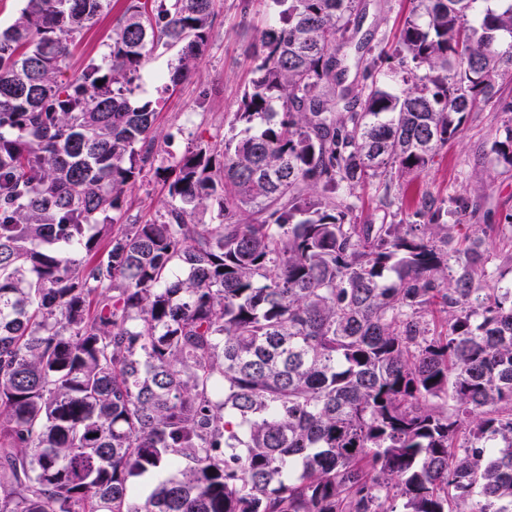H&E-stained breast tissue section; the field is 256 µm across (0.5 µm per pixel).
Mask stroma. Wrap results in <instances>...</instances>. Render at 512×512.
Returning <instances> with one entry per match:
<instances>
[{
  "mask_svg": "<svg viewBox=\"0 0 512 512\" xmlns=\"http://www.w3.org/2000/svg\"><path fill=\"white\" fill-rule=\"evenodd\" d=\"M126 7V0H110L97 23L83 30L71 48L70 72L103 59ZM357 8L361 23L351 40L354 65L347 80L358 87L365 83L373 57L392 52L413 4L357 0ZM274 11L272 0H215L209 45L173 91H164L162 78L175 51L160 49L150 57L134 97L157 104L155 151L178 156L196 145L223 140L237 102L255 76L254 52ZM511 117L492 104L469 113L461 132L425 173L395 185L390 202H383L375 186L357 191L358 223L424 224L432 209L442 208L441 223L461 224L466 234L485 237L493 279L512 282V168L498 165L490 152ZM168 201L166 187L149 175L126 187L123 211L127 221L142 224L159 218Z\"/></svg>",
  "mask_w": 512,
  "mask_h": 512,
  "instance_id": "35a3bbf8",
  "label": "stroma"
}]
</instances>
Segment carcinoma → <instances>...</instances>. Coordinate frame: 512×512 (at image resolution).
<instances>
[{"label":"carcinoma","instance_id":"obj_1","mask_svg":"<svg viewBox=\"0 0 512 512\" xmlns=\"http://www.w3.org/2000/svg\"><path fill=\"white\" fill-rule=\"evenodd\" d=\"M276 2L242 130L150 168L134 83L160 46L182 83L214 0H128L71 76L108 0L0 28V512H512V283L482 237L352 201L498 100L512 2L413 0L397 67L358 90L355 0ZM491 151L512 167V117ZM150 171L170 207L119 223ZM127 0H110L108 10L96 24L83 30L71 47L68 74L80 71L90 60L101 62L109 37L123 18Z\"/></svg>","mask_w":512,"mask_h":512}]
</instances>
